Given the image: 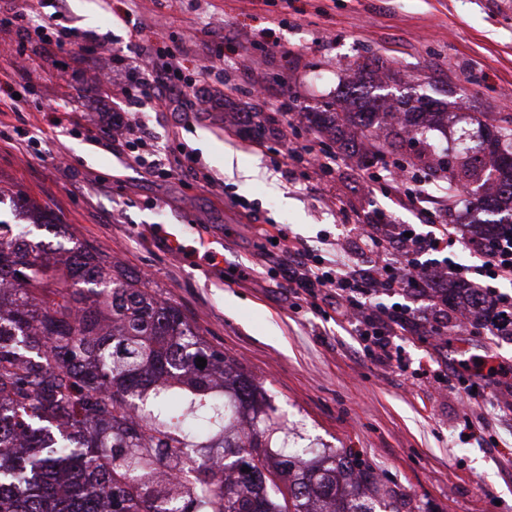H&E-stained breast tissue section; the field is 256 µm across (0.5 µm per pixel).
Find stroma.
<instances>
[{
  "label": "stroma",
  "instance_id": "stroma-1",
  "mask_svg": "<svg viewBox=\"0 0 512 512\" xmlns=\"http://www.w3.org/2000/svg\"><path fill=\"white\" fill-rule=\"evenodd\" d=\"M61 25L85 36L84 52L28 42L0 26V81L24 101L0 116V187L51 209L70 233L179 306L210 344L262 383L293 447L350 448L420 512H512V388L465 400L457 392L461 361L484 355L512 365V336L455 324L442 359L412 334L404 354L424 378L406 381L361 351L328 307L289 296L269 269L268 239L290 240L334 257L364 224H454L467 234L477 212L441 197L411 201L392 181L395 164L425 154L432 166L454 162L472 115H512V0H62ZM178 46L186 78L214 64L196 86L208 109H135L119 84L105 87L114 56L139 59L132 43ZM378 59L396 94H427L448 105V131L433 132L362 167L340 154L330 172L291 160L321 150L304 113L325 109L340 80ZM260 113L270 129L257 140L225 101ZM292 107L285 117L284 107ZM137 113L152 145L131 153L101 131L107 116ZM159 153L163 167L136 165ZM249 178L224 169L225 154ZM63 157V166L47 156ZM162 224L186 227L187 254L166 252ZM205 240L224 243V262L199 255ZM247 278H239V271ZM442 369L449 389L428 375ZM500 445L466 439L468 425Z\"/></svg>",
  "mask_w": 512,
  "mask_h": 512
}]
</instances>
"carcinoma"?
Masks as SVG:
<instances>
[{
	"mask_svg": "<svg viewBox=\"0 0 512 512\" xmlns=\"http://www.w3.org/2000/svg\"><path fill=\"white\" fill-rule=\"evenodd\" d=\"M380 90L364 63L305 116L369 159L443 116L440 101ZM473 121L479 140L441 168L442 193L469 189L487 223L512 225V117ZM10 203L61 236L50 209ZM19 437L0 452V512H283L287 495L293 512H414L352 451L288 447L262 384L141 276L72 234L31 243L0 220V449Z\"/></svg>",
	"mask_w": 512,
	"mask_h": 512,
	"instance_id": "cac0c4a2",
	"label": "carcinoma"
}]
</instances>
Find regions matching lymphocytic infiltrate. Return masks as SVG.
Returning a JSON list of instances; mask_svg holds the SVG:
<instances>
[{
  "label": "lymphocytic infiltrate",
  "mask_w": 512,
  "mask_h": 512,
  "mask_svg": "<svg viewBox=\"0 0 512 512\" xmlns=\"http://www.w3.org/2000/svg\"><path fill=\"white\" fill-rule=\"evenodd\" d=\"M179 54V48L168 49L166 70L155 76L128 72L129 101L137 104L147 99L158 108L176 107L193 87L179 74ZM359 240L361 252L380 257L371 268L353 267L341 255L324 259L315 249L279 236L282 257L275 275L291 293L310 302L334 299L338 317L349 324L365 353L376 362L396 364L401 372L420 377L419 369L400 361L396 339L399 331L424 329L437 337V349H445L449 306L440 289L448 282L479 289L488 304L489 324L499 335L512 334V298L494 288L495 281H512L511 226L482 227L462 238L450 224H434L426 231L413 224H373ZM457 246L481 256V264L454 262L451 251ZM380 292L402 293L420 304L396 307L373 302V295Z\"/></svg>",
  "instance_id": "obj_1"
}]
</instances>
